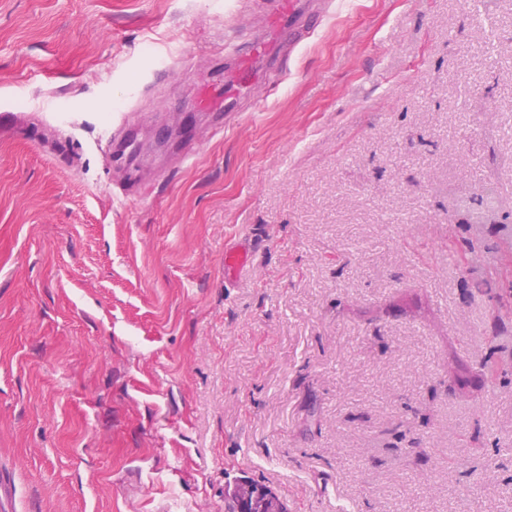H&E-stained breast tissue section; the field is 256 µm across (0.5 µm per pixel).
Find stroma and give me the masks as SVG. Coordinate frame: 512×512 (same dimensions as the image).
Listing matches in <instances>:
<instances>
[{"label": "stroma", "instance_id": "35a3bbf8", "mask_svg": "<svg viewBox=\"0 0 512 512\" xmlns=\"http://www.w3.org/2000/svg\"><path fill=\"white\" fill-rule=\"evenodd\" d=\"M273 5L0 0V104L42 121L0 136L16 512H224L242 477L512 512V374L481 369L512 356V0H329L262 107L196 111ZM252 258L249 244L246 242L224 250V279L231 280L246 266Z\"/></svg>", "mask_w": 512, "mask_h": 512}]
</instances>
